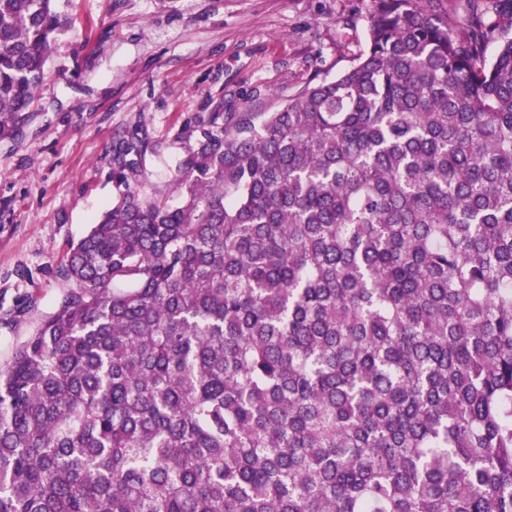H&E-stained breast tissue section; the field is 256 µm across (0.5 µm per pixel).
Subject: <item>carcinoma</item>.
Here are the masks:
<instances>
[{
  "mask_svg": "<svg viewBox=\"0 0 512 512\" xmlns=\"http://www.w3.org/2000/svg\"><path fill=\"white\" fill-rule=\"evenodd\" d=\"M67 28L0 0V140ZM179 140L171 196L115 150L0 370V512H512V0H377L339 76Z\"/></svg>",
  "mask_w": 512,
  "mask_h": 512,
  "instance_id": "carcinoma-1",
  "label": "carcinoma"
}]
</instances>
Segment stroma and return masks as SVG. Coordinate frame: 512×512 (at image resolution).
Wrapping results in <instances>:
<instances>
[{
	"label": "stroma",
	"mask_w": 512,
	"mask_h": 512,
	"mask_svg": "<svg viewBox=\"0 0 512 512\" xmlns=\"http://www.w3.org/2000/svg\"><path fill=\"white\" fill-rule=\"evenodd\" d=\"M33 117L0 140V369L55 308L58 270L116 194L112 154L148 138V186L171 192L181 129L270 111L367 48L373 0H64ZM21 310L19 320L9 314Z\"/></svg>",
	"instance_id": "stroma-1"
}]
</instances>
